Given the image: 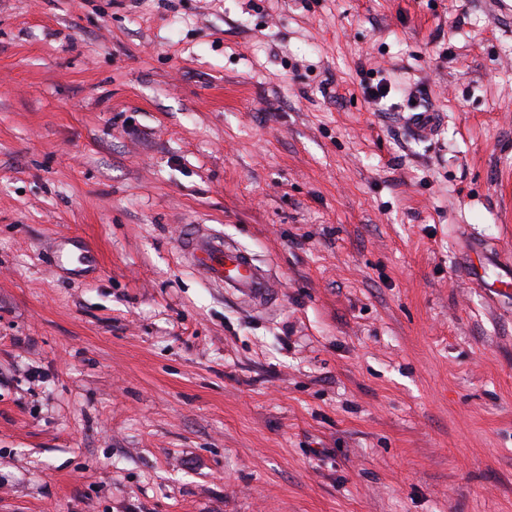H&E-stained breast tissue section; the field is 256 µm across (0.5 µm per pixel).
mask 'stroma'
<instances>
[{
    "instance_id": "35a3bbf8",
    "label": "stroma",
    "mask_w": 512,
    "mask_h": 512,
    "mask_svg": "<svg viewBox=\"0 0 512 512\" xmlns=\"http://www.w3.org/2000/svg\"><path fill=\"white\" fill-rule=\"evenodd\" d=\"M509 270L512 0H0V512H512ZM184 257L202 278L248 305L266 306L276 297L274 278L248 252L226 245L204 224L191 225L180 241Z\"/></svg>"
}]
</instances>
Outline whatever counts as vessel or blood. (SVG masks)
Returning a JSON list of instances; mask_svg holds the SVG:
<instances>
[{
	"instance_id": "obj_1",
	"label": "vessel or blood",
	"mask_w": 512,
	"mask_h": 512,
	"mask_svg": "<svg viewBox=\"0 0 512 512\" xmlns=\"http://www.w3.org/2000/svg\"><path fill=\"white\" fill-rule=\"evenodd\" d=\"M184 257L202 278L248 305L265 306L276 297L274 278L248 252L227 245L204 224L191 225L180 241Z\"/></svg>"
}]
</instances>
